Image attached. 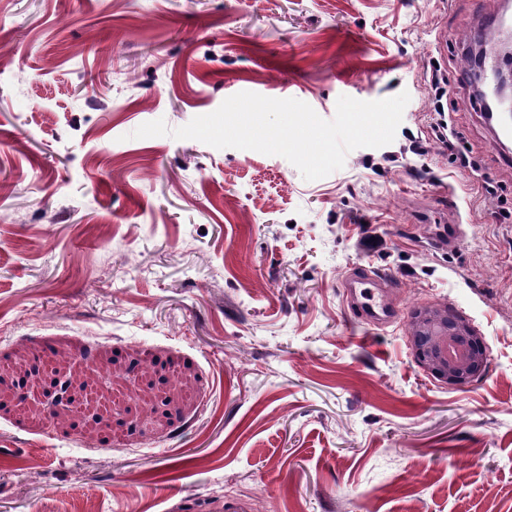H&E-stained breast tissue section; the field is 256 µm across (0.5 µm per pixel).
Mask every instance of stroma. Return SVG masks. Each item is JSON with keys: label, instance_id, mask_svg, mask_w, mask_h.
I'll use <instances>...</instances> for the list:
<instances>
[{"label": "stroma", "instance_id": "obj_1", "mask_svg": "<svg viewBox=\"0 0 512 512\" xmlns=\"http://www.w3.org/2000/svg\"><path fill=\"white\" fill-rule=\"evenodd\" d=\"M503 2L0 0V512H512V152L455 37ZM435 73L482 178L432 133ZM243 91L410 101L314 181L132 136ZM356 266L394 323L350 306ZM433 304L485 340L467 389L408 345Z\"/></svg>", "mask_w": 512, "mask_h": 512}]
</instances>
